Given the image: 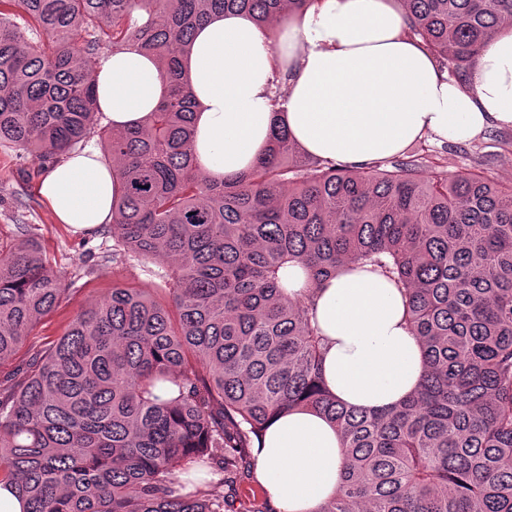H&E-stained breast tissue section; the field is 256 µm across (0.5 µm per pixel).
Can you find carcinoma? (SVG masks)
<instances>
[{"mask_svg": "<svg viewBox=\"0 0 512 512\" xmlns=\"http://www.w3.org/2000/svg\"><path fill=\"white\" fill-rule=\"evenodd\" d=\"M306 2L0 0V145L23 160L45 168L90 137L89 56H153L168 84L144 124L101 132L121 174L112 256L161 264L164 295L112 287L0 400V482L27 512H225L224 496L185 492L177 467L250 478L246 448L293 407L332 421L345 448L318 512H512V185L476 168L425 178L417 154L329 163L281 127L247 173L216 181L196 164L180 75L196 27L242 13L271 28ZM403 2L409 32L461 82L512 24V0ZM347 262L403 289L427 355L419 390L389 411L323 388L310 307L281 290L289 263L317 283ZM70 286L28 233L0 250V362Z\"/></svg>", "mask_w": 512, "mask_h": 512, "instance_id": "carcinoma-1", "label": "carcinoma"}]
</instances>
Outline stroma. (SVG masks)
Segmentation results:
<instances>
[{
    "label": "stroma",
    "mask_w": 512,
    "mask_h": 512,
    "mask_svg": "<svg viewBox=\"0 0 512 512\" xmlns=\"http://www.w3.org/2000/svg\"><path fill=\"white\" fill-rule=\"evenodd\" d=\"M410 150L444 163L451 172L479 167L501 183L512 182V127L492 128L453 154L448 153L446 143L428 136L416 141ZM41 174L37 162L20 160L15 149L0 145V246L13 245L20 240L22 229H29L51 268L72 277L73 285L60 307L27 336L20 352L0 362V398L21 383L28 357L45 351L65 333L73 315L107 296L113 285L149 292L161 285L160 279L144 272L137 261L113 256L109 229L89 234L56 223L37 193Z\"/></svg>",
    "instance_id": "stroma-1"
}]
</instances>
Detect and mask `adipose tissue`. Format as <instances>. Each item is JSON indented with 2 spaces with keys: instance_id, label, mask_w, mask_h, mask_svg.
Here are the masks:
<instances>
[{
  "instance_id": "adipose-tissue-1",
  "label": "adipose tissue",
  "mask_w": 512,
  "mask_h": 512,
  "mask_svg": "<svg viewBox=\"0 0 512 512\" xmlns=\"http://www.w3.org/2000/svg\"><path fill=\"white\" fill-rule=\"evenodd\" d=\"M92 77L117 131L142 124L167 91L156 60L130 51L97 59ZM183 77L197 101L193 153L215 180L252 169L279 125L302 151L356 167L426 135L459 142L512 127V30L482 47L463 85L408 35L400 0H310L271 32L245 14L211 16L195 31ZM119 188L117 168L87 148L47 168L38 193L57 223L92 233L111 223ZM280 278L312 309L323 383L339 403L381 411L415 394L427 362L394 282L353 264L315 285L293 264ZM252 455L277 512H318L340 483V434L306 409L278 415Z\"/></svg>"
}]
</instances>
